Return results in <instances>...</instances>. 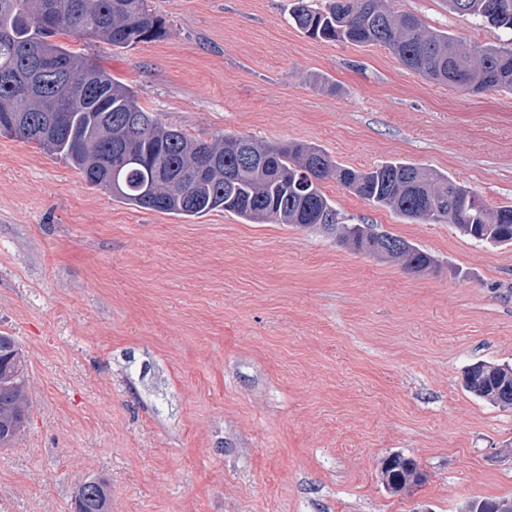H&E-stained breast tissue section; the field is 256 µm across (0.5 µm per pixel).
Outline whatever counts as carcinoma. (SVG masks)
<instances>
[{
  "instance_id": "1",
  "label": "carcinoma",
  "mask_w": 512,
  "mask_h": 512,
  "mask_svg": "<svg viewBox=\"0 0 512 512\" xmlns=\"http://www.w3.org/2000/svg\"><path fill=\"white\" fill-rule=\"evenodd\" d=\"M387 0H295L290 13L305 35L355 46L380 45L408 70L470 92H512V0H446L450 11L508 36V43L464 48L446 32L426 28ZM148 0H0V125L22 116L12 135L38 145L77 169L92 188L116 201L184 217L224 210L247 224H294L320 229L354 252L394 261L417 276L437 260L412 242L372 224H338L322 190L327 181L375 207L424 224H452L465 237L492 247L512 243V205L490 207L467 186L428 166L388 161L368 170L336 162L316 145L270 143L250 136L195 140L143 108L135 91L106 70L54 40L71 34L126 48L166 36ZM61 67L35 79L33 52ZM128 145L119 157L115 147ZM485 390L476 396L512 407V390L499 365L482 364ZM27 362L14 337L0 333V447L8 448L30 419ZM388 491L418 481L407 468L382 470ZM85 512H111L101 481Z\"/></svg>"
}]
</instances>
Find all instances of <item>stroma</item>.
<instances>
[{"mask_svg":"<svg viewBox=\"0 0 512 512\" xmlns=\"http://www.w3.org/2000/svg\"><path fill=\"white\" fill-rule=\"evenodd\" d=\"M290 0H149L166 25L128 48L63 43L190 137L319 146L367 169L406 160L512 205V92L472 94L384 47L309 38ZM461 45L493 28L446 0H388ZM340 224L429 252L437 273L324 232L112 199L0 135V333L28 359L32 411L0 448V512H71L106 479L112 512H459L512 498V409L469 392L512 365V244L480 246L326 182ZM426 482L384 486L391 453Z\"/></svg>","mask_w":512,"mask_h":512,"instance_id":"1","label":"stroma"}]
</instances>
